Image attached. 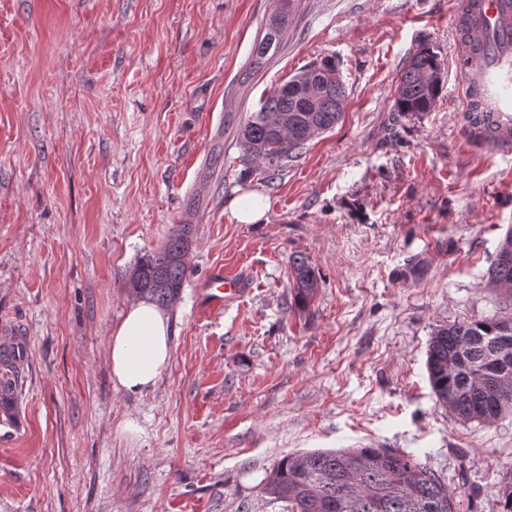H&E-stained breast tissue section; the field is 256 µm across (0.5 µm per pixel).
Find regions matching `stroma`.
<instances>
[{"mask_svg": "<svg viewBox=\"0 0 512 512\" xmlns=\"http://www.w3.org/2000/svg\"><path fill=\"white\" fill-rule=\"evenodd\" d=\"M296 3L258 61L276 0H0V327L28 343L0 512H283L261 491L282 457L363 447L414 455L457 512H498L512 413L454 420L426 352L435 324L499 303L481 278L512 228V147L467 136L452 0ZM424 44L442 91L403 115L397 74ZM327 56L340 122L279 178L245 172L240 125ZM247 192L255 224L232 213ZM188 221L171 361L124 393L107 354L129 272ZM297 255L322 277L304 309ZM216 267L249 291L208 310ZM265 214V205L256 193L243 195L235 206V217L244 224H254Z\"/></svg>", "mask_w": 512, "mask_h": 512, "instance_id": "obj_1", "label": "stroma"}]
</instances>
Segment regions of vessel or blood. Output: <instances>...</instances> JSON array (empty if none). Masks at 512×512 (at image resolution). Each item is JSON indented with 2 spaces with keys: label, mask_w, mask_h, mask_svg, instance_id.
Wrapping results in <instances>:
<instances>
[{
  "label": "vessel or blood",
  "mask_w": 512,
  "mask_h": 512,
  "mask_svg": "<svg viewBox=\"0 0 512 512\" xmlns=\"http://www.w3.org/2000/svg\"><path fill=\"white\" fill-rule=\"evenodd\" d=\"M467 17L458 39L467 109L487 116L494 141L512 142V0H462ZM203 302L217 309L245 293L240 276L210 271L202 281Z\"/></svg>",
  "instance_id": "obj_1"
}]
</instances>
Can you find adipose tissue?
<instances>
[{
	"mask_svg": "<svg viewBox=\"0 0 512 512\" xmlns=\"http://www.w3.org/2000/svg\"><path fill=\"white\" fill-rule=\"evenodd\" d=\"M172 357L168 314L154 303H132L113 326L108 364L115 387L130 394L153 388Z\"/></svg>",
	"mask_w": 512,
	"mask_h": 512,
	"instance_id": "adipose-tissue-1",
	"label": "adipose tissue"
}]
</instances>
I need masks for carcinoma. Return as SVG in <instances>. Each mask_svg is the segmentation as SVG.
<instances>
[{"instance_id":"cac0c4a2","label":"carcinoma","mask_w":512,"mask_h":512,"mask_svg":"<svg viewBox=\"0 0 512 512\" xmlns=\"http://www.w3.org/2000/svg\"><path fill=\"white\" fill-rule=\"evenodd\" d=\"M294 0H277L266 32L256 45V61L288 27ZM443 64L430 48L416 52L399 71L395 109L428 112L442 87ZM346 88L336 63L324 57L269 91L258 111L238 132L247 171L273 179L285 172L307 142L341 120ZM196 231L177 224L165 244L137 259L130 270L131 292L161 307L171 305L184 283L187 255ZM296 305L315 297L319 278L301 255L291 262ZM503 304L482 319L442 321L431 331L426 368L436 403L463 423L482 424L512 412V230L499 240L482 276ZM11 352L0 364V411H10L17 363ZM263 493L286 503V512H456L457 503L442 477L398 448L316 449L280 459L263 481Z\"/></svg>"}]
</instances>
